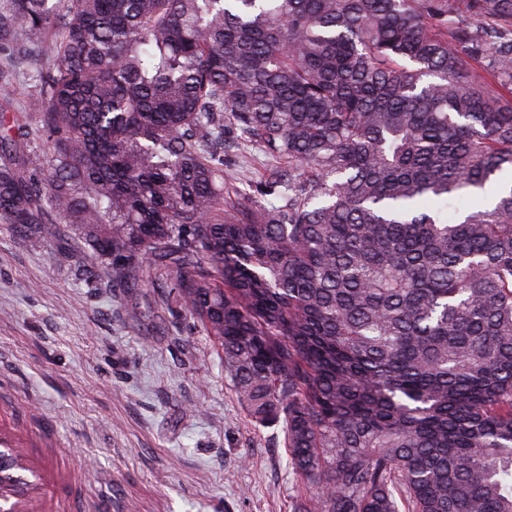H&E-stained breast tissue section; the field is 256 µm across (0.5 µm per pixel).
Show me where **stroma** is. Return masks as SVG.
<instances>
[{
  "label": "stroma",
  "mask_w": 512,
  "mask_h": 512,
  "mask_svg": "<svg viewBox=\"0 0 512 512\" xmlns=\"http://www.w3.org/2000/svg\"><path fill=\"white\" fill-rule=\"evenodd\" d=\"M65 235L0 224V415L31 449L24 512H291L283 435L256 425L221 351L164 288H111Z\"/></svg>",
  "instance_id": "1"
}]
</instances>
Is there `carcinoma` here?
<instances>
[{
	"instance_id": "cac0c4a2",
	"label": "carcinoma",
	"mask_w": 512,
	"mask_h": 512,
	"mask_svg": "<svg viewBox=\"0 0 512 512\" xmlns=\"http://www.w3.org/2000/svg\"><path fill=\"white\" fill-rule=\"evenodd\" d=\"M505 170L512 0H0V224L165 273L293 512H512ZM16 91H15V107L17 113L22 116L23 120L33 130L39 125V112H36L31 104L36 97V87L32 80L28 79V76L20 75L16 80Z\"/></svg>"
}]
</instances>
